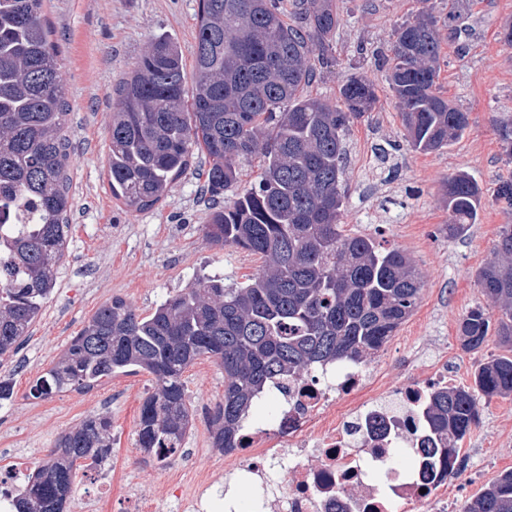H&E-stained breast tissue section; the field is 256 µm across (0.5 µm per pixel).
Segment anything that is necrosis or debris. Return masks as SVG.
Returning a JSON list of instances; mask_svg holds the SVG:
<instances>
[{"instance_id": "obj_1", "label": "necrosis or debris", "mask_w": 512, "mask_h": 512, "mask_svg": "<svg viewBox=\"0 0 512 512\" xmlns=\"http://www.w3.org/2000/svg\"><path fill=\"white\" fill-rule=\"evenodd\" d=\"M448 375L435 370L381 392L374 363L320 366L269 391L224 473L253 487L266 512H448V474L428 469L425 409Z\"/></svg>"}]
</instances>
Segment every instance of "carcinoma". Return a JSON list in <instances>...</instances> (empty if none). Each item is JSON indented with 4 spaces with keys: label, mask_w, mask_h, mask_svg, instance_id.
Returning <instances> with one entry per match:
<instances>
[{
    "label": "carcinoma",
    "mask_w": 512,
    "mask_h": 512,
    "mask_svg": "<svg viewBox=\"0 0 512 512\" xmlns=\"http://www.w3.org/2000/svg\"><path fill=\"white\" fill-rule=\"evenodd\" d=\"M198 0L192 71L159 35L113 89L107 173L112 194L131 210L150 208L202 153L209 200L238 179L241 160L262 157L258 185L205 225L209 241L262 259L258 273L224 286L200 274L147 316L121 298L101 306L29 389L44 400L127 372L153 377L142 401L138 447L165 460L192 426L183 375L200 357L224 369V400L207 414L212 447L237 445L253 402L276 379L313 366L374 355L414 312L422 288L409 259L370 237L344 233L340 217L344 137L375 102L373 85L352 76L331 105L307 92L316 65L331 63L340 25L334 0ZM438 19L422 8L393 34L388 80L405 139L416 152L451 145L468 113L440 94ZM60 46L49 39L44 0H0V358L15 355L50 299L70 231L66 132L69 104ZM512 156V122L497 124ZM448 235L477 223L483 192L460 172L444 184ZM28 224L8 223L20 207ZM488 305L458 325L461 348L478 351L495 335L506 353L482 364L470 385L435 391L426 419L448 477L461 467L460 443L481 421L478 397L512 396V224L500 227L492 257L476 273ZM112 453V419H83L46 451L9 512H64L77 462ZM464 512H512V470L503 471Z\"/></svg>",
    "instance_id": "obj_1"
}]
</instances>
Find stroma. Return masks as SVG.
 <instances>
[{
    "instance_id": "obj_1",
    "label": "stroma",
    "mask_w": 512,
    "mask_h": 512,
    "mask_svg": "<svg viewBox=\"0 0 512 512\" xmlns=\"http://www.w3.org/2000/svg\"><path fill=\"white\" fill-rule=\"evenodd\" d=\"M340 26L332 39L333 62L318 70L311 94L336 101L345 79L371 81L377 101L346 135L343 185L346 233L374 238L403 251L423 288L413 314L381 349L378 373L391 391L427 371L447 370L453 384H471L480 364L504 349L488 337L482 349L463 351L457 336L465 312L484 298L475 283L501 225L512 210L496 198L500 182L512 179V160L501 154L496 122L512 120V47L498 39L499 24L512 17V0H462L458 38L441 43V94L469 114L465 135L440 151H412L385 79L386 55L397 25L415 19L422 6L440 17L448 0H336ZM198 0H46L51 39L63 52L62 80L70 105L69 168L74 209L58 283L31 328L27 342L0 362L14 396L0 407V467L34 469L55 440L86 417L112 419L114 444L104 467L112 474L111 512H127L131 492L176 512L174 483L203 469H217L224 455L212 448L206 414L224 396V370L199 358L184 374L193 411L178 454L160 463L138 447L139 406L153 382L149 374H119L83 392L47 400L28 398L33 380L61 355L73 336L102 305L119 297L140 315L186 288L196 275L224 278L225 285L257 273L259 256L236 247L219 248L205 234L211 204L201 193V157L174 183L159 204L128 209L112 194L107 176L108 128L113 86L128 73L153 37L166 35L192 63ZM467 172L482 187L477 224L448 236L442 187ZM481 423L461 444V471L448 481L454 512L504 470L512 469V398L479 404Z\"/></svg>"
}]
</instances>
